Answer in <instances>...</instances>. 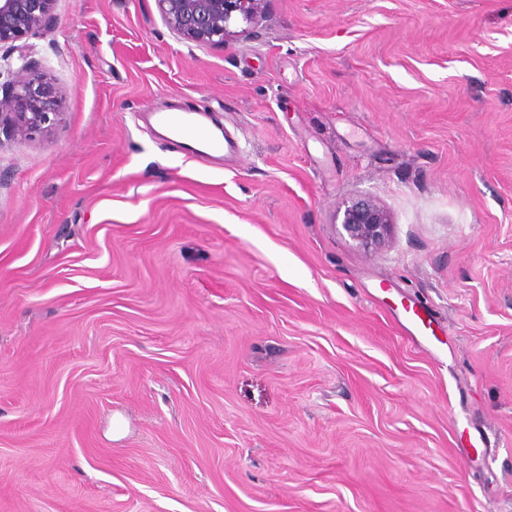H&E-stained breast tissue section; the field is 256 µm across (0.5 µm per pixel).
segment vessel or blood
Listing matches in <instances>:
<instances>
[{
    "instance_id": "vessel-or-blood-1",
    "label": "vessel or blood",
    "mask_w": 512,
    "mask_h": 512,
    "mask_svg": "<svg viewBox=\"0 0 512 512\" xmlns=\"http://www.w3.org/2000/svg\"><path fill=\"white\" fill-rule=\"evenodd\" d=\"M157 125L166 130L169 140L177 143L186 157L198 160H220L235 149L223 131H208L205 113L198 111L158 112Z\"/></svg>"
}]
</instances>
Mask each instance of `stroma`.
<instances>
[{
	"label": "stroma",
	"mask_w": 512,
	"mask_h": 512,
	"mask_svg": "<svg viewBox=\"0 0 512 512\" xmlns=\"http://www.w3.org/2000/svg\"><path fill=\"white\" fill-rule=\"evenodd\" d=\"M31 43L63 119L0 141V512H512V0H269L222 47L58 0ZM157 125L168 133L167 139L177 143L184 155L198 160H223L235 149L223 130L208 131L201 125L206 112H154ZM341 225L355 245L368 255L388 242L392 227L388 212L369 196H358L344 204Z\"/></svg>",
	"instance_id": "1"
}]
</instances>
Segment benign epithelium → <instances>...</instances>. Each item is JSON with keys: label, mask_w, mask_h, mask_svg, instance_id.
Returning <instances> with one entry per match:
<instances>
[{"label": "benign epithelium", "mask_w": 512, "mask_h": 512, "mask_svg": "<svg viewBox=\"0 0 512 512\" xmlns=\"http://www.w3.org/2000/svg\"><path fill=\"white\" fill-rule=\"evenodd\" d=\"M166 26L180 38L222 47L249 31L265 14L268 0H155ZM56 0H0V45L37 36L53 20ZM21 65L6 63L9 80L0 90V133L13 140L33 138L60 122L53 86L35 71L23 47ZM341 225L367 255L389 240L391 218L373 198L358 196L344 204Z\"/></svg>", "instance_id": "7a95c632"}]
</instances>
